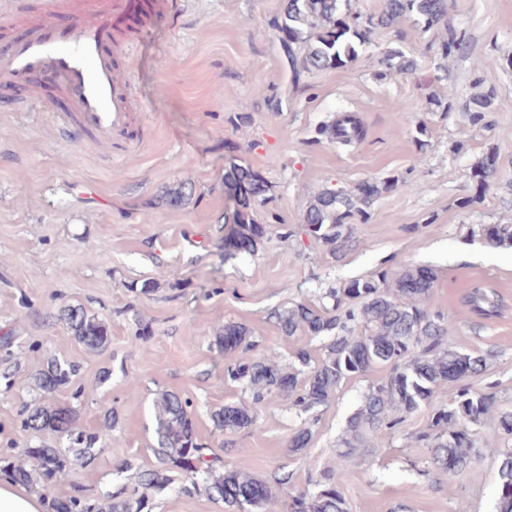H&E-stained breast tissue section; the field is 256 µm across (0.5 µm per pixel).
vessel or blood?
Instances as JSON below:
<instances>
[{
  "mask_svg": "<svg viewBox=\"0 0 512 512\" xmlns=\"http://www.w3.org/2000/svg\"><path fill=\"white\" fill-rule=\"evenodd\" d=\"M12 4L37 18L27 23L20 41L0 52V86L27 90L31 100L43 103L47 97L34 80L45 77L70 102L69 111L59 115L61 134L128 150L121 137L130 126L133 100L108 47L127 33L171 20L170 0H78L66 26L51 19L59 0Z\"/></svg>",
  "mask_w": 512,
  "mask_h": 512,
  "instance_id": "b4317fda",
  "label": "vessel or blood"
}]
</instances>
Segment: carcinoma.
Returning <instances> with one entry per match:
<instances>
[{
	"instance_id": "obj_1",
	"label": "carcinoma",
	"mask_w": 512,
	"mask_h": 512,
	"mask_svg": "<svg viewBox=\"0 0 512 512\" xmlns=\"http://www.w3.org/2000/svg\"><path fill=\"white\" fill-rule=\"evenodd\" d=\"M406 18L425 30L444 29L440 44L443 57L463 48L464 32L448 20V0H385L379 13L366 18L352 9L351 0H283L277 27L291 34L288 57L294 58L293 45H304L302 67L313 71L355 60L357 45ZM381 64L401 74L415 67L414 59L399 49L385 51ZM493 100L490 90L470 96L465 120L473 126H487L486 113ZM320 135L330 143L348 146L360 139V129L349 118L343 125H324ZM495 157V148L488 147L474 168L480 186L462 199L461 207L481 202L497 175ZM224 180L235 198L233 212L224 214V252L252 255L269 229L253 217V209L268 200V185L251 168L238 164L230 165ZM402 183V177L388 175L359 187L354 194L325 188L307 207L301 231L321 243L332 258L340 259L355 243L356 225L370 221L374 198ZM496 228L488 243L511 246L512 224H498ZM435 281L434 270L423 266L397 272L380 270L342 288L327 289L319 306L299 301L271 311L270 318L282 335L325 340L323 356L315 362L306 350L297 352L299 364L307 368L304 373L256 354L254 330L237 323L224 324L216 332L215 346L224 354L229 378L246 387L250 402L230 403L213 411L216 430L234 434L253 429L263 405L278 397L286 409L306 415L290 440L293 450H302L310 442L311 424L318 420L320 408L330 404L345 381L384 367L390 370L389 375L369 388L349 422V438L344 445L354 450L369 439L386 435L420 409L430 408L431 422L416 440L427 448L428 463L448 481L455 480L479 455L478 428L495 421L512 434V410L501 408L494 393L476 392L465 385L467 379L483 373L488 355L450 347L448 328L456 322L457 311L445 313L433 308ZM461 306L479 319L494 317L499 311L498 296L483 284L471 287L462 296ZM54 318L91 351L109 343L108 323L80 305H61ZM75 375V365L56 356L48 357L35 375V387L44 401L27 407L20 430L48 433L58 445L27 443L17 449L12 474L23 485L30 484L35 474L50 482L71 479L95 459L100 451L96 444L110 438L112 415L104 416L99 432L90 435L76 426L70 407L53 401ZM450 383L456 387L448 403L434 405L436 396ZM154 416L158 468L143 472L118 497L105 502L53 497L48 501V512H143L145 490L165 489L172 482V470L181 475V492L201 490L209 498L224 502L227 512H274L278 497L273 486L248 471L224 464L223 458L201 443L188 400L175 392L161 391L154 400ZM463 425L471 430L467 440L456 438ZM349 476L346 468L327 474L326 482L317 484L316 491L289 497L287 512H350L339 490ZM497 476L496 512H512V449L499 452Z\"/></svg>"
}]
</instances>
